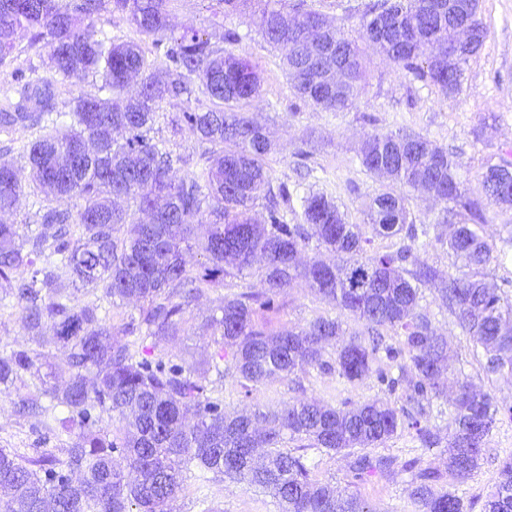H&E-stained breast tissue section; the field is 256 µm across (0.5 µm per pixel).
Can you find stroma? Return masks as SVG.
<instances>
[{"mask_svg": "<svg viewBox=\"0 0 512 512\" xmlns=\"http://www.w3.org/2000/svg\"><path fill=\"white\" fill-rule=\"evenodd\" d=\"M311 2L345 35L358 38L365 0ZM479 18L486 29V39L481 50L470 58L462 90L455 98L443 99L433 86L395 71L382 56L369 50L365 53L363 92L356 107L345 112H326L300 99L283 71L280 50L269 45L250 26L247 17H225L222 0H178L172 28L177 35L187 27L208 35L225 26L237 29L241 39L229 45L228 50L248 60L260 77L261 95L250 107L249 115L267 128L272 140L267 165L273 184H286L301 196L312 190L327 194L336 201L348 223H365V207L371 195L389 186L388 180L366 172L357 159L368 135L404 128L445 148L459 164L458 175L466 197L483 204L486 238L506 253L504 259L485 269L484 278L512 299V247L503 243L512 232V206L486 204L483 190V174L488 166L512 164V0H480ZM46 62L45 48L30 46L28 38H20L14 61L0 67V100L14 96L16 70L49 77ZM184 107L180 100L165 101L157 125L159 137L168 140L170 150L185 159L184 164L175 167L180 175L185 174L186 164L198 163L203 150L190 133L174 136L169 131V118ZM409 209L414 223L432 225L434 232L433 238L417 242L418 259L447 272L454 259L440 242L441 236L448 233L442 205L415 195L409 201ZM249 283L246 277H228L223 284L213 286L186 314L180 336L172 342H157L155 355L189 363L207 359L216 349L206 322L208 315L221 304L225 294L244 291ZM422 304L432 317L435 331L448 339L453 376L472 382L494 397L500 408L498 422L487 438L479 467L465 481L443 469L441 449L421 451L411 430L380 445L377 452L401 463L419 457L424 463L441 468L439 488L471 501V512H483L495 489L501 462L512 456V383L485 374L482 349L463 336L434 293L425 292ZM337 316L348 332L362 331L361 322L340 315L334 305L298 285L279 294L274 309L259 313L257 320L275 333L318 317ZM214 389L230 413L279 408L301 399L351 407L387 394L377 377L349 383L337 374L315 370L248 387L231 372L215 381ZM28 394V388L22 387L0 399V448H12L31 458L47 453L62 456L71 436L58 422L17 414V402ZM313 458L317 463L315 479L357 494L377 512H413L407 494L410 473L397 470L354 482L348 476L350 459L346 453L317 452ZM184 477V490L173 504L175 512H208L213 506L223 512H277L269 497L245 486L221 480L203 484L193 469L185 471Z\"/></svg>", "mask_w": 512, "mask_h": 512, "instance_id": "obj_1", "label": "stroma"}]
</instances>
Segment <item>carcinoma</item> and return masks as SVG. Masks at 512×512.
<instances>
[{
	"label": "carcinoma",
	"mask_w": 512,
	"mask_h": 512,
	"mask_svg": "<svg viewBox=\"0 0 512 512\" xmlns=\"http://www.w3.org/2000/svg\"><path fill=\"white\" fill-rule=\"evenodd\" d=\"M178 0H0V66L11 60L17 40L48 48V64L62 78L82 74L101 80L111 96L75 99L57 109V82L20 74L17 97L0 105V133L34 130L26 147L33 188L50 204L38 212L41 230L33 247L40 267L23 253L18 225L0 221V294L16 299L24 328L39 335L52 325L67 351L64 364L41 373L39 354L27 348L0 354V395L40 381L22 409L43 414L58 407L71 441L64 458L24 457L0 448V512H173L184 490L183 466L200 478L245 484L275 499L280 512H376L354 493L312 477L306 450L349 451L351 480L394 471L390 457L364 453L407 428L426 449L440 436L424 425L435 399H451L446 468L459 480L478 468L499 407L493 396L466 381L448 397V339L433 329L420 305L432 289L462 334L484 350L488 375L512 380V302L488 287L483 270L502 254L484 238L482 225L466 222L445 245L461 265L441 277L419 261L415 242L428 225L410 223L407 197L381 190L367 204L366 224H349L336 202L311 192L300 198L294 224L281 204L291 201L285 184L273 190L266 159L272 144L244 108L260 95V78L245 59L188 27L168 34ZM224 16L247 15L263 39L283 53V70L297 95L326 111L355 107L363 89L364 49L327 26L308 0H222ZM472 4V41L453 70L434 61L441 44L453 48L462 10L448 0H371L362 10L361 39L398 70L425 81L443 98L461 91L464 67L482 48L486 30ZM111 9L124 13L136 31L152 38L154 51L118 41L87 21ZM141 77L135 96L130 78ZM183 95L198 106L171 120L208 145L197 172L178 177L164 139L155 138L161 104ZM360 162L370 173L386 171L404 188L431 190L451 208L481 218L480 204L464 199L459 164L443 147L419 133L381 131L369 136ZM23 192L14 165L0 161V213L11 211ZM126 198L150 215L147 224L113 205ZM72 206H53L52 201ZM266 201L262 224L250 212ZM373 237L396 238L385 254H367ZM317 246L347 255L329 265L301 254ZM256 283L224 301L207 324L219 350L202 365L151 357L145 342L173 340L184 315L209 287L232 271L253 269ZM319 298L362 322L365 333L348 334L336 318L320 317L277 334L254 317L299 281ZM98 289L133 313L120 330L98 306L72 296ZM395 331L399 346H385L379 329ZM334 357L325 359L326 348ZM401 359L400 375L374 367L379 353ZM254 385L316 369L349 381L371 374L413 411L381 397L351 408L312 400L275 410L230 415L212 396L207 374L223 367ZM108 422L101 425V415ZM302 445L290 449L288 441ZM50 467H45V464ZM408 497L415 512H470L464 499L434 483L437 467L418 470ZM484 512H512V456L499 469Z\"/></svg>",
	"instance_id": "1"
}]
</instances>
